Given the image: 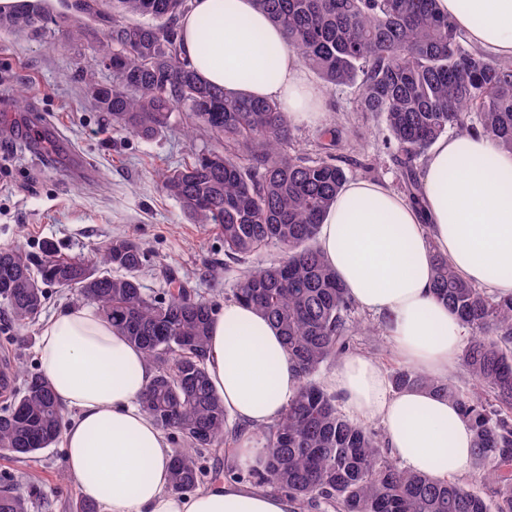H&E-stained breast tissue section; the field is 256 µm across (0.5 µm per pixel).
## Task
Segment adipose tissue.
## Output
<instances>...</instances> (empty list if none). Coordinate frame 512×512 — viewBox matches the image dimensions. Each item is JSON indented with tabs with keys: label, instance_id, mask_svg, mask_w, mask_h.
Returning a JSON list of instances; mask_svg holds the SVG:
<instances>
[{
	"label": "adipose tissue",
	"instance_id": "obj_1",
	"mask_svg": "<svg viewBox=\"0 0 512 512\" xmlns=\"http://www.w3.org/2000/svg\"><path fill=\"white\" fill-rule=\"evenodd\" d=\"M439 12L484 54L512 62V0H436ZM184 57L227 94L279 102L291 121L319 120L325 94L253 0H191L179 20ZM422 206L388 183L348 182L327 211L318 246L354 305L378 318L397 356L429 376H447L464 329L431 295L433 256L466 281L512 291V152L480 133L439 139L421 176ZM208 375L225 412L245 424L240 454L262 465L252 434L281 417L301 386L278 331L239 304L225 305L208 342ZM39 368L67 419L59 443L85 500L105 512H300L288 494L219 479L174 491V450L144 410L154 372L145 353L113 329L100 308H64L41 326ZM351 417L381 423L410 471L436 480L465 472L473 434L455 404L394 392L381 366L345 355L328 378Z\"/></svg>",
	"mask_w": 512,
	"mask_h": 512
}]
</instances>
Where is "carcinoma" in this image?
I'll return each mask as SVG.
<instances>
[{"instance_id": "1", "label": "carcinoma", "mask_w": 512, "mask_h": 512, "mask_svg": "<svg viewBox=\"0 0 512 512\" xmlns=\"http://www.w3.org/2000/svg\"><path fill=\"white\" fill-rule=\"evenodd\" d=\"M45 0L0 12V30L21 39L52 19ZM288 46L324 83L355 91L354 111L381 116L390 134L404 194L421 205L419 166L448 132L481 131L512 152V63L470 47L436 0H254ZM188 0H112L107 34L91 46L85 87L112 129L151 139L174 113L211 130L222 149L162 172L164 191L195 224H213L224 256L241 262L269 245L282 256L246 268L231 301L251 307L280 332L302 387L281 418L260 432L263 468L237 478L284 492L301 512H512V293L494 295L434 256L431 294L468 329L461 362L474 381L463 391L410 367L393 372L397 391L424 390L459 408L473 433L471 466L493 483L485 496L470 483L439 482L393 463L377 433L341 414L336 395L318 381L323 367L350 349L354 307L316 245L320 224L348 174L332 150L336 126L320 132L325 156L288 152L293 129L273 100L229 96L202 80L182 56L178 21ZM100 16L96 0L65 16L74 41L82 18ZM112 82L95 79V68ZM147 254L114 237L95 259L65 257L42 242L39 253L0 247V313L19 329L41 314L46 289L73 283L112 327L140 347L154 369L142 405L178 439L171 486L196 489L202 453L233 455L241 438L227 430L224 404L207 374L208 336L220 305L186 287L175 273L168 296L148 295L139 279ZM64 416L37 372L23 378L0 408V450L28 461L62 433ZM0 512H29V500L0 487Z\"/></svg>"}]
</instances>
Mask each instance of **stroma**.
Instances as JSON below:
<instances>
[{
    "label": "stroma",
    "mask_w": 512,
    "mask_h": 512,
    "mask_svg": "<svg viewBox=\"0 0 512 512\" xmlns=\"http://www.w3.org/2000/svg\"><path fill=\"white\" fill-rule=\"evenodd\" d=\"M100 18L88 19L84 40L68 42L64 27L52 22L40 35L16 39L0 30V125L13 131L14 149L0 153V246H18L35 253L43 241H54L68 256H90L93 247L116 236L135 239L148 254L140 274L147 294L165 296L166 269L200 295L230 297L242 267L226 261L224 242L213 226L191 223L175 199L163 192L157 172L191 161L217 147L204 127L185 134L181 126L151 140L113 131L106 116L95 111L83 94L81 71L91 61L90 41L107 31L109 0H97ZM26 88L25 107L15 93ZM322 121L293 126L295 147L304 157L322 156L317 135L321 125L339 123L345 142H358L345 152L350 179H367L400 188L399 172L388 148L382 119L355 112L353 89L326 87ZM81 153L90 174L77 177L70 150ZM366 325L356 334L352 351L379 360L385 372L399 362L378 321L360 309L350 314ZM39 324L22 331L0 329V362L38 371ZM64 451L44 449L36 460L18 461L0 452V482L32 491L29 512H72L78 496L73 482L62 479Z\"/></svg>",
    "instance_id": "obj_1"
}]
</instances>
